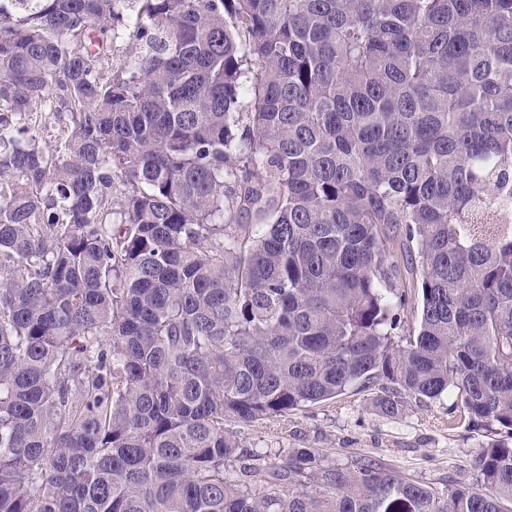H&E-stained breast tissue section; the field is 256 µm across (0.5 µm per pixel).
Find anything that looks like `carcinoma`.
Masks as SVG:
<instances>
[{
    "label": "carcinoma",
    "mask_w": 512,
    "mask_h": 512,
    "mask_svg": "<svg viewBox=\"0 0 512 512\" xmlns=\"http://www.w3.org/2000/svg\"><path fill=\"white\" fill-rule=\"evenodd\" d=\"M510 203L512 0H0V512H512L236 430L512 438ZM377 390H349L335 400L288 415L237 427L247 445L270 451L320 448L336 464L373 460L439 491L455 485L476 486L474 461L499 435L477 431L459 420L455 397L418 400L407 397L395 418L378 414L371 399ZM453 409V414L448 415ZM457 415L455 423L448 417Z\"/></svg>",
    "instance_id": "1"
}]
</instances>
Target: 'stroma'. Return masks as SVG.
Masks as SVG:
<instances>
[{
  "mask_svg": "<svg viewBox=\"0 0 512 512\" xmlns=\"http://www.w3.org/2000/svg\"><path fill=\"white\" fill-rule=\"evenodd\" d=\"M372 397V391L352 389L288 416L242 427L241 435L247 444L275 454L319 448L343 465L370 459L441 491L476 484L473 463L494 436L463 421L449 422L454 397L408 398L394 418L378 414Z\"/></svg>",
  "mask_w": 512,
  "mask_h": 512,
  "instance_id": "35a3bbf8",
  "label": "stroma"
}]
</instances>
